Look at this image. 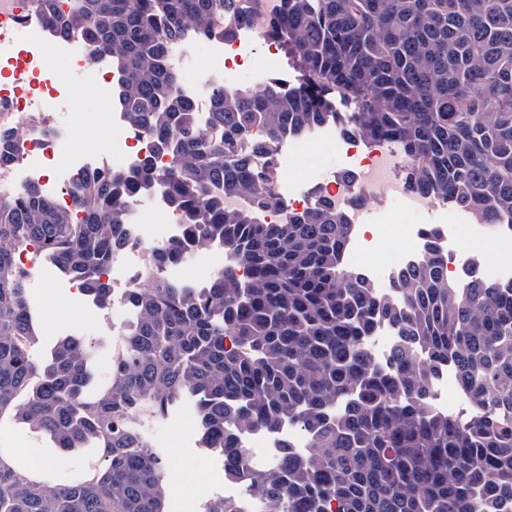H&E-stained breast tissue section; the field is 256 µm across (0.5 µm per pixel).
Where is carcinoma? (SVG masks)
I'll return each mask as SVG.
<instances>
[{"mask_svg":"<svg viewBox=\"0 0 512 512\" xmlns=\"http://www.w3.org/2000/svg\"><path fill=\"white\" fill-rule=\"evenodd\" d=\"M47 24L81 36L88 58L108 60L115 103L152 140L130 169L90 170L62 208L36 186L0 195V416L49 435L63 451L107 448L90 480L31 483L0 466V512H163L175 482L139 429L198 397L201 446L224 456V476L247 478L246 504L206 512H501L512 503V281H489L467 259L448 278L435 229L393 293L344 265L348 215L328 200L291 212L274 194L273 157L286 138L332 124L347 138L398 145L405 183L512 230V0H279L267 35L302 71L258 92L219 85L202 117L179 91L170 49L186 34L235 39L248 23L237 0H36ZM355 105L338 112L331 96ZM260 126L265 135L244 139ZM0 124V169L15 160ZM167 189L184 224L150 248L146 288L122 299L111 378L93 385L98 352L83 336L59 339L50 360L38 335L14 246L33 245L102 304L105 280L128 244L127 213L144 187ZM248 201L230 208L224 198ZM269 208L284 212L266 224ZM224 245L245 278L221 271L204 287L170 282L166 265ZM400 344L382 365L376 326ZM453 364L468 414L430 403ZM293 424L300 452L281 439L270 466L248 468L239 436Z\"/></svg>","mask_w":512,"mask_h":512,"instance_id":"carcinoma-1","label":"carcinoma"}]
</instances>
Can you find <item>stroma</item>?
I'll use <instances>...</instances> for the list:
<instances>
[{"label":"stroma","instance_id":"35a3bbf8","mask_svg":"<svg viewBox=\"0 0 512 512\" xmlns=\"http://www.w3.org/2000/svg\"><path fill=\"white\" fill-rule=\"evenodd\" d=\"M273 77L287 80L289 85H297L299 72L295 62L282 52L271 65L258 52L252 57L251 70L239 75L237 84L252 89L264 86ZM75 102L82 116L75 119L70 127L66 146L91 163L95 160L93 150L98 138L121 135L122 129L109 119L100 124L84 120L83 115L87 112H102L109 116L114 111L113 106L107 104L93 87H82ZM339 137L334 126L326 125L317 128L312 139L288 138L281 142L279 150L288 174V193L305 194L317 185L321 177L351 170V161L333 145ZM372 222L386 226L383 244L344 255L346 265L368 275L399 264L408 248L407 231L436 224L437 219L415 211L406 200L390 199L383 209L374 210ZM454 222V227L448 230V244L461 257H476L480 267L485 269L512 259V253L500 245L502 231L478 223L470 214L460 210L455 211ZM41 266L43 277L29 282L32 311L39 334L37 356L40 361L49 360L51 349L61 336L78 334L90 340L111 341L116 332L131 320L132 313L122 302L97 304L91 296L75 288L49 261H42ZM140 429L154 447L162 451L176 475V482L165 499L164 512H197L201 502L223 495L224 460L199 444L193 397L179 400L164 417L142 418Z\"/></svg>","mask_w":512,"mask_h":512}]
</instances>
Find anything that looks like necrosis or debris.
Masks as SVG:
<instances>
[{"mask_svg":"<svg viewBox=\"0 0 512 512\" xmlns=\"http://www.w3.org/2000/svg\"><path fill=\"white\" fill-rule=\"evenodd\" d=\"M243 5L251 17L250 38L216 43L212 51L200 59L194 56V42L189 36L171 50V61L177 69L191 65L196 70L194 84L180 88L196 111H208L214 87L229 83L248 69L254 47L252 37L262 35L271 14V2L244 0ZM56 56L73 63L82 84L96 86L104 99H111L116 74L102 63H89L80 36L49 33L34 0H0V61H6L11 67L8 81L0 82V123L12 126L19 143L13 164L0 170V193L35 185L68 208L72 198L67 189L82 178L86 167L81 157L61 148L66 129L60 124L59 115L69 110L75 88L48 93L38 79ZM149 152V140L130 126L123 137L98 147L96 161L99 168L107 169L114 158L121 157L130 167ZM347 154L359 162L357 178L351 182L328 178L322 182L320 192L338 208L349 209L351 223L360 224L364 221L360 202L405 194V187L395 175L404 158L389 143L378 144L364 157L353 146L348 148ZM149 206L158 213L159 224H145L138 205L129 211L127 218L133 242L121 258L139 267L146 263L148 248L179 239L182 230L164 188L151 191Z\"/></svg>","mask_w":512,"mask_h":512,"instance_id":"necrosis-or-debris-1","label":"necrosis or debris"}]
</instances>
